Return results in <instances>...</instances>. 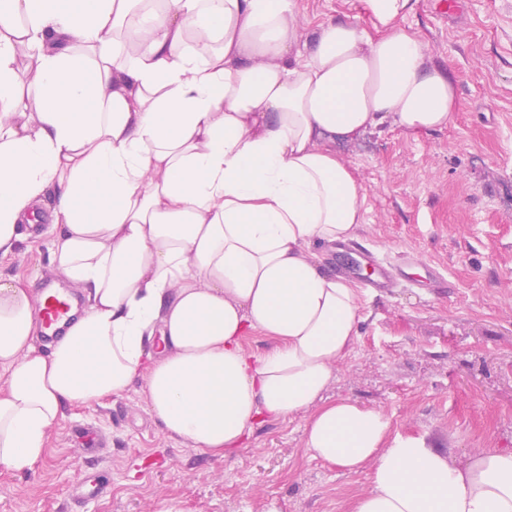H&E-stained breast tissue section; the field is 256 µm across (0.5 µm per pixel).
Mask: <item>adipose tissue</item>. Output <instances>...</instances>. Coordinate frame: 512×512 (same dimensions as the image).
Instances as JSON below:
<instances>
[{
  "instance_id": "obj_1",
  "label": "adipose tissue",
  "mask_w": 512,
  "mask_h": 512,
  "mask_svg": "<svg viewBox=\"0 0 512 512\" xmlns=\"http://www.w3.org/2000/svg\"><path fill=\"white\" fill-rule=\"evenodd\" d=\"M417 2L306 29L291 0H0V259L54 190V260L87 303L44 355L28 284L0 280L1 468L41 458L63 403L142 375L152 414L206 453L307 414L316 458L371 469L353 512H512V449L457 464L388 439L381 410L321 401L360 320L311 252L365 221L335 146L440 130L456 108L403 26ZM255 331L275 347L246 352Z\"/></svg>"
}]
</instances>
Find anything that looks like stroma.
Segmentation results:
<instances>
[{
  "label": "stroma",
  "instance_id": "35a3bbf8",
  "mask_svg": "<svg viewBox=\"0 0 512 512\" xmlns=\"http://www.w3.org/2000/svg\"><path fill=\"white\" fill-rule=\"evenodd\" d=\"M294 3L306 28L367 21L359 0ZM404 26L451 67L456 112L440 130L387 124L336 151L364 197L357 240L391 256L416 253L412 276L432 268L448 287L361 293L359 339L323 399L379 409L390 436L462 460L512 449V0H418ZM51 224L44 218L0 261L1 280L70 288L53 261ZM306 422L299 414L256 424L241 448L211 455L165 430L140 377L121 395L63 404L32 468L0 469V512H351L370 471L314 458ZM75 424L100 429L105 447L70 442ZM84 477L105 480L98 500L83 501Z\"/></svg>",
  "mask_w": 512,
  "mask_h": 512
}]
</instances>
